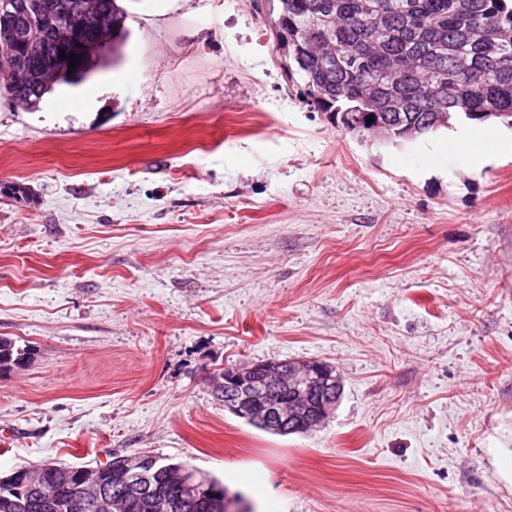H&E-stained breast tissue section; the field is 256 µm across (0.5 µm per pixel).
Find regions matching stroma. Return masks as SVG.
Masks as SVG:
<instances>
[{
	"mask_svg": "<svg viewBox=\"0 0 512 512\" xmlns=\"http://www.w3.org/2000/svg\"><path fill=\"white\" fill-rule=\"evenodd\" d=\"M121 7L111 64L0 95V337L30 352L0 474L148 453L252 512H512V154L360 143L285 77L263 0ZM309 359L343 392L305 434L209 383Z\"/></svg>",
	"mask_w": 512,
	"mask_h": 512,
	"instance_id": "1",
	"label": "stroma"
}]
</instances>
